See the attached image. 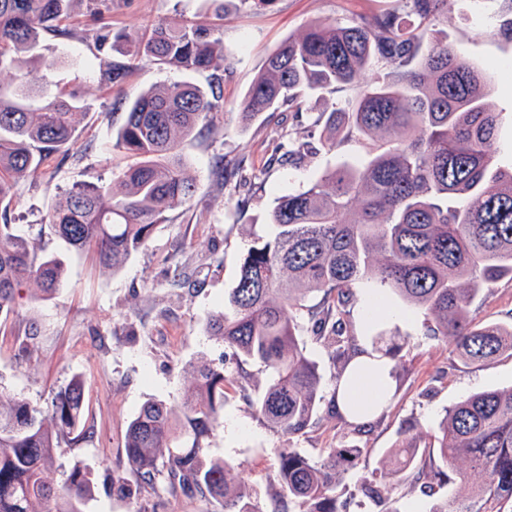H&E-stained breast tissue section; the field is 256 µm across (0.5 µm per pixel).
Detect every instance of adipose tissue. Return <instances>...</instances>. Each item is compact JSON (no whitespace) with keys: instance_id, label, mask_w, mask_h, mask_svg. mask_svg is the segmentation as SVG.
<instances>
[{"instance_id":"obj_1","label":"adipose tissue","mask_w":512,"mask_h":512,"mask_svg":"<svg viewBox=\"0 0 512 512\" xmlns=\"http://www.w3.org/2000/svg\"><path fill=\"white\" fill-rule=\"evenodd\" d=\"M389 358L358 344L336 384V401L349 423H372L388 405L393 388Z\"/></svg>"}]
</instances>
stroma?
<instances>
[{
	"instance_id": "obj_1",
	"label": "stroma",
	"mask_w": 512,
	"mask_h": 512,
	"mask_svg": "<svg viewBox=\"0 0 512 512\" xmlns=\"http://www.w3.org/2000/svg\"><path fill=\"white\" fill-rule=\"evenodd\" d=\"M214 0H116L105 20L113 33L132 35L151 23H177L212 17ZM218 32L224 57L215 69L197 73L146 66L131 72L121 85L99 84L92 62V40L45 35V64L33 75L49 94L60 89L79 93L85 114L70 147L54 153L38 175L19 179L7 221L33 239L38 251L58 255L67 274L52 295L38 296L33 284L15 294L8 316H0V395L22 397L47 408L59 387L72 377L84 382L86 438L62 445L58 461L45 473L53 487H62L74 462H81L95 482L86 512H224L218 500L169 490L163 479L145 482L126 470L127 492L113 489L112 470L124 468V447L130 420L148 402L177 405L195 382L201 363L223 365L222 425L195 436L183 414H176L180 446L205 448L229 465L228 478L245 484L262 512H282L272 494L278 450L293 446L309 460H325L329 449L347 444L362 447L356 466L341 474L336 496L347 512H429L432 504L457 497V483L434 485L430 494L408 493L415 475L407 473L397 489L373 501L360 492L363 481L379 477L387 452L403 432L419 445L422 464L437 462V439L446 409L471 394L512 386V355L492 365H467L452 355L448 338L433 334L432 322L387 295L390 316L363 324L359 297L369 283L354 288L346 307L353 336L373 350L395 344L391 360L394 391L390 406L366 431L354 432L340 417L320 413L304 433L286 438L266 424L252 404L261 395L268 371L257 362H238L232 350L211 337L206 325L224 308L241 259L255 238L272 228L268 214L277 197L305 189L326 168L357 161L369 142L355 135L334 151L321 145L317 117L324 99L266 112L243 122L239 104L267 54L288 36L313 21L349 24L376 14H403L406 0H274L260 6L252 0H224ZM512 17V0H451L434 25L442 39L493 81L491 107L500 112L499 161L512 165V37L498 24ZM192 83L202 90L220 85L222 106L212 121L183 141L179 153L197 192L192 201L171 210L153 230L145 248L133 253L119 270L99 264L93 249L70 248L44 221L58 199L80 181H113L130 164L114 148L113 136L127 106L154 84ZM307 142L300 159H289V142ZM189 279L174 288V269ZM477 323L512 324V280L504 279L475 299ZM298 340L322 377L324 396H331L337 365L333 348L315 340L307 313L298 316Z\"/></svg>"
}]
</instances>
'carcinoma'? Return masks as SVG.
Returning <instances> with one entry per match:
<instances>
[{"mask_svg": "<svg viewBox=\"0 0 512 512\" xmlns=\"http://www.w3.org/2000/svg\"><path fill=\"white\" fill-rule=\"evenodd\" d=\"M77 0H0V203L14 183L72 142L84 114L70 93L46 96L19 70L44 61V34L92 39L105 54L95 65L106 87L121 84L134 65L205 71L222 57L215 27L193 21L158 23L146 38L112 35L102 20L111 0H83L89 28H63ZM410 18L383 14L347 26L313 22L270 53L240 106L251 120L307 96L348 91L331 103L323 147L354 133L372 140L368 159L326 169L307 189L276 198L269 221L276 233L247 249L224 311L207 333L245 362H259L270 377L254 403L271 427L292 438L319 415L324 395L316 363L300 346L297 315L312 293L316 340L341 346L345 308L355 284L373 280L403 303L433 318L465 364L489 366L512 353V326L473 321V300L489 284L512 279V166L498 165L500 113L488 98L490 83L429 26L448 0H410ZM221 91L191 83L152 86L128 107L114 147L136 162L107 182H77L47 217L54 233L76 249L92 247L101 265L116 269L150 238L164 214L189 203L197 185L187 176L180 142L220 107ZM66 276L63 261L37 253L28 238L0 224V313L30 281L44 294ZM224 369L203 366L180 409L204 435L224 417ZM80 378L59 388L48 416L24 398H0V512H85L92 497L89 473L75 465L59 489L43 473L60 444L86 438ZM172 411L148 402L130 421L125 458L142 477L166 469L169 486L224 502V512H260L244 485L228 480V464L203 448H182L172 435ZM359 448H331L313 463L295 448H281L273 490L298 512H347L337 506L336 468L349 467ZM418 456L406 435L391 449L381 481L360 487L380 500L390 480L413 468ZM440 464L423 475L421 493L454 478L470 493L430 512H512V388L475 393L449 408L438 437ZM464 458L468 468H455Z\"/></svg>", "mask_w": 512, "mask_h": 512, "instance_id": "obj_1", "label": "carcinoma"}]
</instances>
